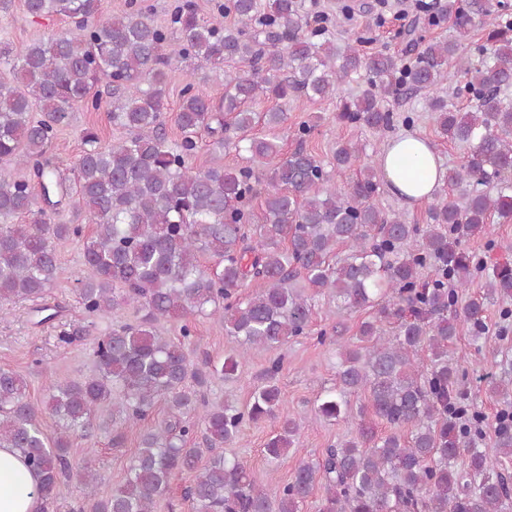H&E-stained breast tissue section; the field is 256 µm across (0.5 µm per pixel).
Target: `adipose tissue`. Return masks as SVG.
<instances>
[{
	"mask_svg": "<svg viewBox=\"0 0 512 512\" xmlns=\"http://www.w3.org/2000/svg\"><path fill=\"white\" fill-rule=\"evenodd\" d=\"M379 166L390 189L411 205L432 197L446 181L447 171L434 146L415 134L392 139ZM36 483L17 451L0 448V512H37Z\"/></svg>",
	"mask_w": 512,
	"mask_h": 512,
	"instance_id": "1",
	"label": "adipose tissue"
}]
</instances>
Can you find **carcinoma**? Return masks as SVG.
Masks as SVG:
<instances>
[{"mask_svg": "<svg viewBox=\"0 0 512 512\" xmlns=\"http://www.w3.org/2000/svg\"><path fill=\"white\" fill-rule=\"evenodd\" d=\"M24 7L35 18L60 16L69 29L20 48L0 45V162L28 171L0 175V312L30 301L41 315L37 324L58 317L44 296L58 276L54 241L64 239L82 242L89 275L76 283L85 319L130 305L143 311L98 339L92 374L50 380L57 423L50 433L25 379L0 369V447L16 449L37 474L40 499H50L73 441L91 435L107 406L112 424L133 428L162 402L167 419L141 437L123 484L101 491L92 460L85 461L83 485L101 495L96 512H154L180 473L193 475L184 498L196 512H301L317 487L324 492L318 512H501L512 497V474L502 468L512 457V426L500 424L494 447L475 446L482 415L466 402L448 348L460 322L479 336L488 300L512 297V263H490L462 247L490 235L493 218L512 220V100L502 96L512 88L508 5L445 0L441 14L453 20L458 38L433 41L409 30L411 63L384 50L364 52V32L339 51L303 0H222L207 17L186 0L168 26L141 8L105 18L103 0H24ZM476 18L489 31L474 63L463 52ZM454 58L462 78L455 85L448 72ZM188 60L219 70L246 61L249 69L224 72L218 100L184 70L181 138L173 142L165 129L168 86ZM359 81L367 88L340 102L339 122L387 130L394 123L387 98L426 92L440 135L471 147L448 171V189L458 198L434 196L424 225L378 209L371 162L336 185L304 146L321 117L300 127L286 154L276 134L285 112L259 117L251 110L265 97L324 99ZM101 86L111 97L112 125L126 136L103 145L85 132L73 177H63L48 149L68 113L100 110ZM463 92L472 102L466 111L454 103ZM259 118L271 134H252ZM203 132L226 150L248 153L247 164L194 168ZM360 153L336 142V171L351 170ZM63 208L75 220L54 223ZM205 256L213 266L202 264ZM473 277L485 290L461 306L458 289ZM253 281L258 290L242 295ZM326 295L340 308L370 310L356 342L341 343L336 327L334 337L311 329L314 301ZM198 315L217 317L238 344L237 354L212 365L211 375L222 379L253 350L279 349L300 336L336 343V388L316 400L314 414L354 419L356 435L301 460L291 481L269 493L238 459H203L197 434L211 451L233 444L244 427L276 418L281 391L274 378L283 358L270 361L266 384L248 404L227 396L209 403L189 385L206 383L187 346L189 317ZM161 319L181 322L179 339L158 334ZM358 391L367 398L354 407L348 395ZM459 412L471 429L458 425ZM374 418L390 431L377 435ZM303 423L284 419L266 444L268 457L298 452Z\"/></svg>", "mask_w": 512, "mask_h": 512, "instance_id": "carcinoma-1", "label": "carcinoma"}]
</instances>
